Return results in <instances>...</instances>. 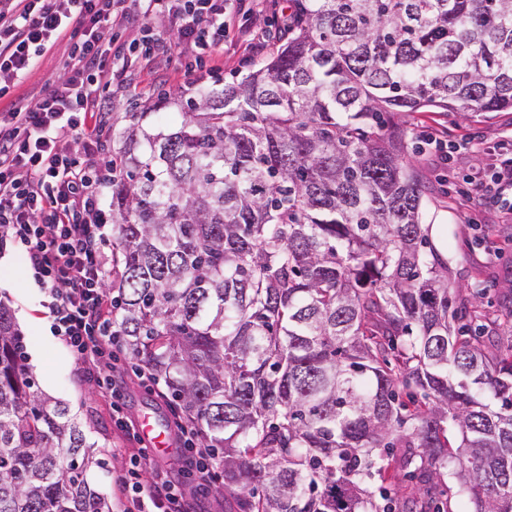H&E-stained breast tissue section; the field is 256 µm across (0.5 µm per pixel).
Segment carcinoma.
Masks as SVG:
<instances>
[{"label":"carcinoma","mask_w":512,"mask_h":512,"mask_svg":"<svg viewBox=\"0 0 512 512\" xmlns=\"http://www.w3.org/2000/svg\"><path fill=\"white\" fill-rule=\"evenodd\" d=\"M165 106L119 136L108 287L240 512H395L384 461L455 458L460 512H512V352L460 324L396 121L512 110V0H296L277 56ZM26 361L0 303V512H110Z\"/></svg>","instance_id":"carcinoma-1"}]
</instances>
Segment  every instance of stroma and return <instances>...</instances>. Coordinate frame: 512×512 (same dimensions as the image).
I'll list each match as a JSON object with an SVG mask.
<instances>
[{
    "label": "stroma",
    "mask_w": 512,
    "mask_h": 512,
    "mask_svg": "<svg viewBox=\"0 0 512 512\" xmlns=\"http://www.w3.org/2000/svg\"><path fill=\"white\" fill-rule=\"evenodd\" d=\"M288 0H262L258 11L236 16L224 42L223 56L213 60L200 79L188 76L175 58L158 57L149 65L136 68L128 88L112 96V132L110 148H117V134L130 123L132 111H146L155 102L181 96L189 99L198 87H219L236 82L254 67L251 52L238 38L240 28L269 37L265 56L280 47L275 37L287 12ZM60 50L46 53L9 99H0V111L12 104L26 103L32 90L45 86L56 77ZM405 130L418 126L436 127L453 141L470 136L495 144L500 134L512 129V112H414L403 115ZM405 159L417 170L425 201L424 223L429 228L435 251L443 252L451 268V287L463 296L481 292L480 321L485 324V343L490 350L512 348V223L487 210L484 224L462 223V209L448 190V173L433 149L409 143ZM0 302L8 305L24 335L28 353V372L39 390L66 403L72 414L83 422L89 438L96 444L97 463L92 466L93 488L112 497V478L124 467L125 460L113 455L112 407L102 398L93 378L76 360L64 341L50 330L46 296L34 284L32 273L22 254L10 247L0 249ZM125 411L130 417L152 412L165 421L174 416L166 399L144 384L126 381ZM396 502H423L435 507L454 500L457 483L444 476L436 485L424 488L405 473L388 471L385 481Z\"/></svg>",
    "instance_id": "stroma-1"
}]
</instances>
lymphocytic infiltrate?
Segmentation results:
<instances>
[{
	"instance_id": "obj_1",
	"label": "lymphocytic infiltrate",
	"mask_w": 512,
	"mask_h": 512,
	"mask_svg": "<svg viewBox=\"0 0 512 512\" xmlns=\"http://www.w3.org/2000/svg\"><path fill=\"white\" fill-rule=\"evenodd\" d=\"M252 9L248 0H0V99L42 56L64 49L59 76L29 103L0 113V226L49 294L52 330L87 370L108 369L98 393L111 402L118 453L127 459L116 480V512L193 510L182 485L141 446L113 376L127 358L106 289L118 271L107 251L112 176L96 162L112 131L110 89L171 49L186 72L203 70L224 50L225 15ZM159 14L170 18L175 40L153 27ZM497 146L494 163L452 176L465 223H481L491 204L512 221V132ZM175 427L185 461L217 488L215 458L198 430L180 418Z\"/></svg>"
}]
</instances>
